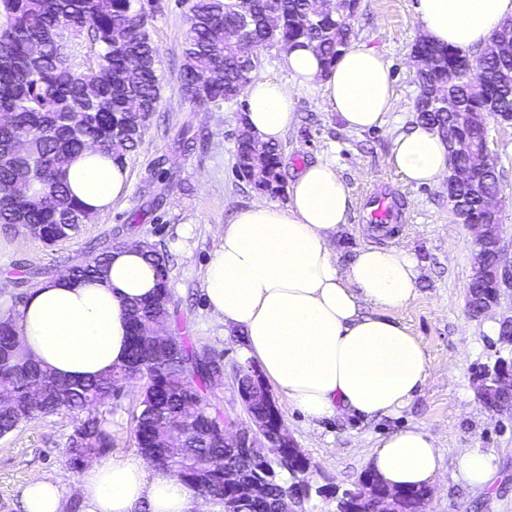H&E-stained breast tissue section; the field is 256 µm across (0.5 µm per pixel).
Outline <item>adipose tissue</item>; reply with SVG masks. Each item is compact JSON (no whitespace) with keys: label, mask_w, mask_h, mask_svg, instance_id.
<instances>
[{"label":"adipose tissue","mask_w":512,"mask_h":512,"mask_svg":"<svg viewBox=\"0 0 512 512\" xmlns=\"http://www.w3.org/2000/svg\"><path fill=\"white\" fill-rule=\"evenodd\" d=\"M427 39L464 51L485 46L512 18V0H417ZM288 82L264 74L247 85L246 118L266 142L282 139L294 112L293 89H319L346 127L381 126L395 105L389 64L375 49L351 46L332 66L308 47L282 57ZM417 185L448 174V147L436 129L417 124L396 136L387 158ZM75 196L101 211L122 197L127 165L95 150L68 171ZM350 194L335 167L307 164L289 188L286 206L256 203L225 225L205 275L216 320L243 335L246 357L289 407L311 420L334 415L395 417L426 385L425 349L392 312L417 293L414 257L399 248L364 245L340 263L333 240L347 224ZM154 276L136 246L115 252L92 280L64 276L34 288L16 326L26 357L64 379L87 378L122 365L128 352L125 299L154 290ZM391 486H430L440 468L435 437L411 427L380 439L367 460ZM83 512H200L202 500L178 478L152 468L141 455L84 469L77 483ZM23 512H63L54 483L35 476L20 493Z\"/></svg>","instance_id":"ef3b65f1"}]
</instances>
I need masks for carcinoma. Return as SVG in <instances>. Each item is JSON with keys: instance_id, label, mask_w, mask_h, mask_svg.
<instances>
[{"instance_id": "cac0c4a2", "label": "carcinoma", "mask_w": 512, "mask_h": 512, "mask_svg": "<svg viewBox=\"0 0 512 512\" xmlns=\"http://www.w3.org/2000/svg\"><path fill=\"white\" fill-rule=\"evenodd\" d=\"M315 0H193L182 48L181 90L199 109L239 100L260 65L257 50L299 43L313 48L328 66L355 38L357 0H336V12L311 9ZM157 0H0V229L21 230L46 245L73 238L90 210L71 193L67 170L83 150L95 147L125 163L142 141L160 94L157 48L147 27ZM247 25V41L227 31ZM96 48V63L82 67L74 44ZM512 41V19L492 33L474 55L442 48L425 38L413 46L419 94L451 98L456 109L415 104L416 119L442 135L448 128L467 135L481 151L487 130L468 123L467 114L512 113V55L499 45ZM234 172L255 191L285 193L282 147L256 137L245 119L235 137ZM500 191V174L487 171L478 186L463 185L466 219L484 223L481 197ZM117 241L90 260L72 265L74 279L99 276L110 263ZM143 255L154 269L155 290L145 298L124 299L131 347L126 363L98 376L68 380L27 359L20 351L16 314L0 317V437L33 420L63 409L85 411L70 438L75 466L112 447V436L92 409L119 395L128 384L145 381L134 415L137 448L150 462L218 504H237L248 492L246 478L228 477L242 465L267 484L265 496L247 502L246 512H276L280 496L295 486V473L309 465L290 456L288 467L251 448L248 460L224 447L221 408L208 394L224 385V362L180 336L167 344L154 339L157 329L176 313L170 287V259L143 242ZM497 284L476 285L474 313L496 297ZM252 365L236 371L235 383L257 389L262 397L243 407L246 414L270 415L273 396L263 378H252ZM388 494L399 512H426L429 490L394 488L367 471L344 491L337 507L352 503L355 512H376Z\"/></svg>"}]
</instances>
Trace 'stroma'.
I'll return each mask as SVG.
<instances>
[{"instance_id": "obj_1", "label": "stroma", "mask_w": 512, "mask_h": 512, "mask_svg": "<svg viewBox=\"0 0 512 512\" xmlns=\"http://www.w3.org/2000/svg\"><path fill=\"white\" fill-rule=\"evenodd\" d=\"M159 6L149 31L158 49L160 100L141 144L127 159L126 195L93 214L74 238L52 247L0 231V316L17 309L20 299L36 287L29 268L40 267L56 276L116 239L158 245L171 258L170 284L180 311L168 332L222 356L224 386L217 395L221 408L230 412L239 407L234 376L245 363L242 336L225 332L212 315L204 274L224 226L260 199L233 169L235 136L245 105L201 111L185 98L179 69L190 2L159 0ZM353 24L357 43L376 49L389 63L395 107L381 127L355 132L325 109L319 91H296L295 121L281 142L283 166L291 175L322 160L341 175L353 207L348 224L336 235L340 262L350 260L365 244L395 246L413 254L418 292L393 315L423 344L430 376L394 418L333 416L313 422L289 408L283 396H276L286 430L310 459L313 494L306 509L336 512L335 499L323 495V488H353L366 472L365 460L379 438L417 426L435 436L442 456L427 512H512V410H487L477 399L473 382L476 368L512 356V346L498 340L499 320L512 314V288L503 289L498 308L470 316L466 292L474 267L472 236L452 212L447 182L408 184L387 164L393 138L416 120L419 88L411 52L422 30L413 0H359ZM486 127L490 159L502 174L500 219L504 248L512 258V128L491 117ZM186 129L195 138L188 148L182 145ZM376 186L405 203L409 221L397 232L377 231L359 220L364 195ZM140 394V385L131 384L98 406L97 413L112 434L107 458L136 454L132 412ZM83 418V413L63 410L0 437V512H22L20 488L34 476L58 484L66 512H71L79 501V470L71 465L67 448ZM465 448L491 456L495 474L488 486L474 487L463 478L458 458Z\"/></svg>"}]
</instances>
